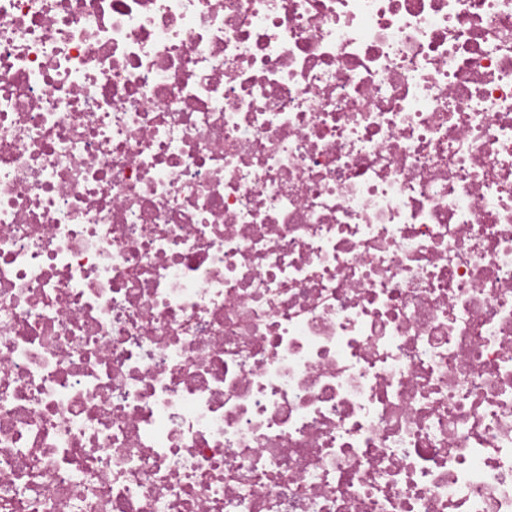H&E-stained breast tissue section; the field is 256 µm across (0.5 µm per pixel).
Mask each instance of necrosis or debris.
I'll list each match as a JSON object with an SVG mask.
<instances>
[{
  "label": "necrosis or debris",
  "mask_w": 512,
  "mask_h": 512,
  "mask_svg": "<svg viewBox=\"0 0 512 512\" xmlns=\"http://www.w3.org/2000/svg\"><path fill=\"white\" fill-rule=\"evenodd\" d=\"M0 512H512V0H0Z\"/></svg>",
  "instance_id": "1"
}]
</instances>
